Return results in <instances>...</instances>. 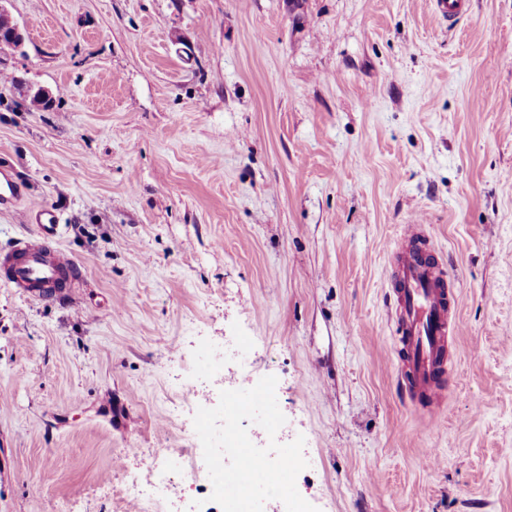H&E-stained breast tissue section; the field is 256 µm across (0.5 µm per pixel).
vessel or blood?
I'll return each instance as SVG.
<instances>
[{
    "mask_svg": "<svg viewBox=\"0 0 512 512\" xmlns=\"http://www.w3.org/2000/svg\"><path fill=\"white\" fill-rule=\"evenodd\" d=\"M22 194L12 167L0 165V211L15 208ZM24 218L36 230L0 252V282L40 301L70 296L82 272L57 245L58 213L41 207ZM404 238L407 245L387 274L395 297L398 379L409 397L433 396L441 388L440 375L448 370V336L456 326L451 309L458 306L459 296L439 259H428L417 225H409Z\"/></svg>",
    "mask_w": 512,
    "mask_h": 512,
    "instance_id": "1",
    "label": "vessel or blood"
}]
</instances>
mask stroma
Wrapping results in <instances>:
<instances>
[{"label": "stroma", "instance_id": "stroma-1", "mask_svg": "<svg viewBox=\"0 0 512 512\" xmlns=\"http://www.w3.org/2000/svg\"><path fill=\"white\" fill-rule=\"evenodd\" d=\"M5 8L0 248L54 207L83 277L0 283V512H128L111 487L178 459L219 353L277 378L318 512H512V0ZM416 220L460 293L438 401L401 394L386 299ZM23 194V185L12 167L0 165V211H7L18 205Z\"/></svg>", "mask_w": 512, "mask_h": 512}]
</instances>
